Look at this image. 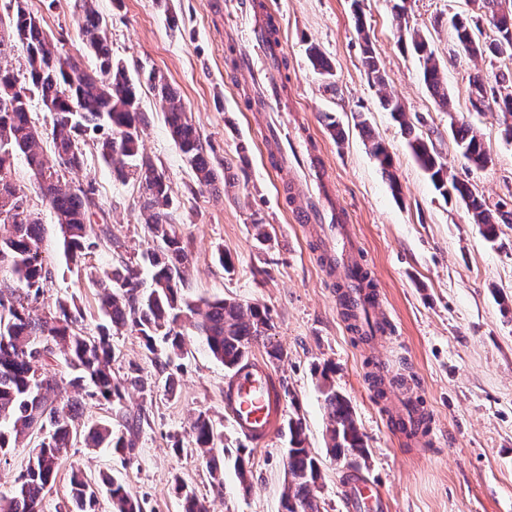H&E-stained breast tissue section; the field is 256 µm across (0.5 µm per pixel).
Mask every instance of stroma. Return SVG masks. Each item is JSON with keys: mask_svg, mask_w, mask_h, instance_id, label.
Masks as SVG:
<instances>
[{"mask_svg": "<svg viewBox=\"0 0 512 512\" xmlns=\"http://www.w3.org/2000/svg\"><path fill=\"white\" fill-rule=\"evenodd\" d=\"M271 2L285 44L288 120L308 132L324 160L383 296L391 333L375 347L352 330L340 304L341 284L326 270L313 230L293 223L279 206L290 183L260 134L264 117L256 87L233 61L234 53L246 49L228 34L238 19L224 13L219 0H93L113 60L133 77L144 68L166 77L191 112L208 161L224 177L223 189L200 191L154 91L141 85L143 151L165 174L177 232L193 259L184 293L193 300L226 298L268 310L274 324L270 342L280 356L268 359L257 345L250 357L272 374L281 413L266 440L249 441L234 431L224 409L229 372L195 337L187 339L188 355L163 369L147 358L138 336L113 337L119 350L113 373L123 376L136 368L145 381V391L130 390L127 400L149 414L138 453L125 463L80 443L68 448L44 510L65 512L70 467L76 464L89 477L106 473L121 480L146 512H181L174 490L178 476L209 500L212 512H280L288 471L285 427L298 417L307 448L322 460L321 512H352L347 492L357 476L377 481L389 512H512V224L497 225L495 236L487 237L464 203L434 188L398 123L381 108L360 44L370 38L388 93L400 99L416 132L435 142L449 175L469 182L491 206H512V142L502 138L495 113L470 111L469 83L476 72L507 70L512 62L473 58L458 47L450 19L470 12L468 0H406L400 16L393 9L396 0ZM27 3L59 54L94 67L78 31L82 0ZM402 25L428 35L449 108L429 93L417 57L401 45ZM312 45L330 62L335 89L314 70L307 53ZM326 112L342 126L343 144L325 127ZM358 114L368 130L356 126ZM456 121L481 134L491 156L486 167H473L455 144ZM371 133L393 158L399 190H392L368 150ZM81 148L82 168L65 178L93 188L95 220L109 225L114 241L88 256L85 266L106 269L121 256L140 260L148 244L136 186L102 159L96 135L83 136ZM28 207L42 224L41 249L54 273L39 308L59 297L74 299L88 330H95L98 295L85 267H66L46 201L30 193ZM257 219L267 228V242L254 237ZM374 357L428 407L432 430L424 446H408L389 430L385 402L371 381ZM169 378L175 381L170 391ZM328 383L350 400L366 458L327 455L322 391ZM200 411L223 434L226 448H248L250 493L241 491L231 459L222 462L219 490L195 451L173 452L174 440L188 442L187 421Z\"/></svg>", "mask_w": 512, "mask_h": 512, "instance_id": "stroma-1", "label": "stroma"}]
</instances>
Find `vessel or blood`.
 <instances>
[{
	"mask_svg": "<svg viewBox=\"0 0 512 512\" xmlns=\"http://www.w3.org/2000/svg\"><path fill=\"white\" fill-rule=\"evenodd\" d=\"M231 4L239 16L252 23L246 40L254 52L243 55L245 69H252L259 61L265 67L266 77H275L284 57L276 18L272 13L259 11L255 0H231ZM262 131L266 140H277L285 146L278 155V169L284 171L292 163H301L309 180L317 185L316 192L301 194L292 204V218L296 223L313 225L316 230L330 268L335 269L342 281V306L358 315L359 332L375 338L389 334L390 324L378 316L382 308L381 293L359 257L352 228L345 222V211L333 187L325 181L323 161L310 151L307 135L287 134L270 124L264 125ZM224 407L239 433L256 441L267 437L278 415L269 371L263 365L248 362L232 378L224 395ZM387 422L394 433L416 444L427 429L429 418L413 397L404 396L395 398Z\"/></svg>",
	"mask_w": 512,
	"mask_h": 512,
	"instance_id": "b4317fda",
	"label": "vessel or blood"
}]
</instances>
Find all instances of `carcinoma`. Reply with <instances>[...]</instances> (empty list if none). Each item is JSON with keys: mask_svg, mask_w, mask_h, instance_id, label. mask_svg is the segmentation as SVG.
Returning a JSON list of instances; mask_svg holds the SVG:
<instances>
[{"mask_svg": "<svg viewBox=\"0 0 512 512\" xmlns=\"http://www.w3.org/2000/svg\"><path fill=\"white\" fill-rule=\"evenodd\" d=\"M471 15L456 16L453 29L457 45L473 57L512 59V0H470ZM79 31L85 49L94 56L96 68L88 70L70 56L57 53L40 19L17 0L16 11L0 21V59L22 51L26 60L25 81L0 65V277L16 287L0 289V455L34 442L23 472L15 479L11 496L0 498V512H44L43 500L57 477L66 448L81 437L85 447L109 451L127 461L136 455L139 435L148 423L146 409L126 405L129 389L144 391V379L136 372L112 376L116 349L112 337L126 331L137 334L147 354L159 364L186 353L185 336L191 334L228 370L249 357L250 349L265 342L274 328L266 309L243 306L230 299L191 300L183 293L190 260L176 230L164 174L140 154L141 131L145 125L140 111L137 85L146 81L157 92L170 134L186 162L194 170L200 187L214 190L218 175L203 153L201 136L177 92L157 71L144 72V79L131 78L125 68L112 60L102 17L83 0ZM418 56L428 91L443 106L448 93L428 37L418 29L400 35ZM363 65L368 76L384 84L375 52L363 38ZM309 58L318 74L333 76L331 65L319 50L309 48ZM494 81L503 94L493 98L504 125V136L512 140V73L478 74L470 81L469 111H479L487 97L486 83ZM38 97L42 106L54 105L51 113L53 157L44 154L40 132L30 117V101ZM380 106L391 113L407 138L417 163L429 174L434 187L448 198L460 199L476 224L492 236L497 224H512V209L497 204L490 208L471 185L448 178V168L433 141L415 132L401 103L383 94ZM108 127L101 142V156L121 178L132 179L140 191L143 224L152 246L143 254L150 280L143 278L141 264L121 260L92 281L99 288V312L105 323L91 335L83 327V313L70 302L59 299L43 314L34 304L44 295L53 272L42 255L41 224L30 212L27 193L11 180L16 156L24 157L33 175L31 188L53 210L68 263L79 266L103 239L112 240L108 228L91 220L96 207L94 190L72 186L62 172L80 166L82 151L78 136L88 130ZM454 140L463 155L477 168L491 161L477 131L468 123L452 125ZM370 151L399 191L392 172V158L386 145L370 138ZM48 360L61 361L69 374L68 386L75 397L60 389L56 377L44 371ZM329 419L327 453L336 459L366 455L350 401L335 388L323 390ZM106 402L121 419L119 429L112 423L96 421L80 425L75 412L81 401ZM288 431V480L281 497L282 512H321L317 489L321 480L318 459L305 446L301 418L291 417ZM195 451L204 460L213 482L222 484L216 455L228 452L224 437L209 416L198 412L187 430ZM175 490L182 512H209L205 499L179 476ZM106 491L113 512H143L117 478L90 479L79 470L70 481L71 512H97L99 494Z\"/></svg>", "mask_w": 512, "mask_h": 512, "instance_id": "cac0c4a2", "label": "carcinoma"}]
</instances>
